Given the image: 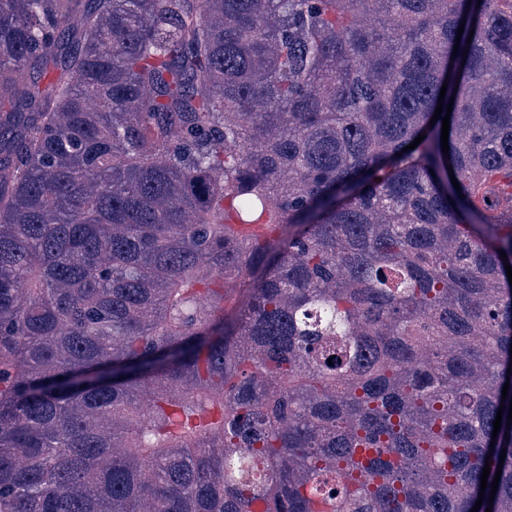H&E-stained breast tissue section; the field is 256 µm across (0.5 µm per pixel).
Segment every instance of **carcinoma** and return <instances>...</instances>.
Listing matches in <instances>:
<instances>
[{"label":"carcinoma","mask_w":512,"mask_h":512,"mask_svg":"<svg viewBox=\"0 0 512 512\" xmlns=\"http://www.w3.org/2000/svg\"><path fill=\"white\" fill-rule=\"evenodd\" d=\"M496 176L512 0H0V512H512Z\"/></svg>","instance_id":"carcinoma-1"}]
</instances>
